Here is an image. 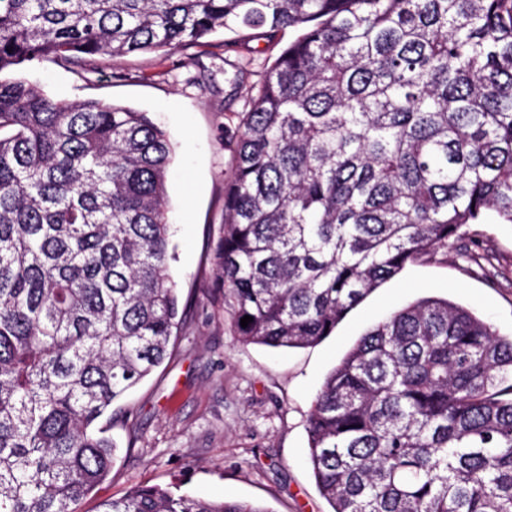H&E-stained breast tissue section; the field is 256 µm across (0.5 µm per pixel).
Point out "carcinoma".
<instances>
[{
  "label": "carcinoma",
  "mask_w": 512,
  "mask_h": 512,
  "mask_svg": "<svg viewBox=\"0 0 512 512\" xmlns=\"http://www.w3.org/2000/svg\"><path fill=\"white\" fill-rule=\"evenodd\" d=\"M287 28L232 133L217 280L240 341L290 349L462 226L512 224V0H0V73ZM172 160L147 112L0 79V512H77L119 451L98 422L172 357ZM307 432L332 512H512V337L421 297ZM100 512L274 510L137 486Z\"/></svg>",
  "instance_id": "1"
}]
</instances>
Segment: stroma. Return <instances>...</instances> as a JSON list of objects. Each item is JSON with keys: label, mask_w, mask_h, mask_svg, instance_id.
<instances>
[{"label": "stroma", "mask_w": 512, "mask_h": 512, "mask_svg": "<svg viewBox=\"0 0 512 512\" xmlns=\"http://www.w3.org/2000/svg\"><path fill=\"white\" fill-rule=\"evenodd\" d=\"M294 38L219 34L166 56L132 54L84 64L33 61L22 72L52 97L95 100L150 113L173 144L168 176L173 258L182 325L171 359L102 419L120 451L112 472L78 512L136 486L208 499L266 504L274 512H330L308 465L307 419L327 375L357 339L424 295L459 303L512 335V224L464 226L479 263L436 256L408 264L356 306L332 336L305 348L239 341L217 281L231 133L256 95L265 65ZM134 415L135 435L112 424Z\"/></svg>", "instance_id": "obj_1"}]
</instances>
